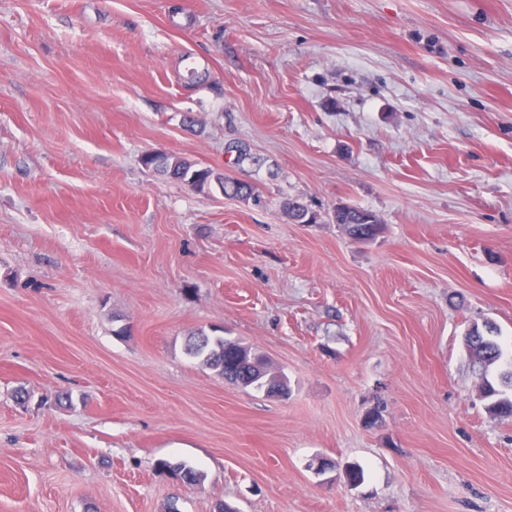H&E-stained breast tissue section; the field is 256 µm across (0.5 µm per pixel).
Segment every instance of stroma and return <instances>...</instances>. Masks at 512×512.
<instances>
[{
  "instance_id": "obj_1",
  "label": "stroma",
  "mask_w": 512,
  "mask_h": 512,
  "mask_svg": "<svg viewBox=\"0 0 512 512\" xmlns=\"http://www.w3.org/2000/svg\"><path fill=\"white\" fill-rule=\"evenodd\" d=\"M486 320L512 351V0H0V512H512ZM144 166L153 167L156 170L167 174L170 178L189 183H193L194 188L200 190L209 187L212 182L218 184L224 194H230L238 198L249 200L253 195V189L249 184L229 181L222 174L215 173L212 169L196 168L188 160L169 154H159L155 157L143 156ZM333 222L341 226L344 232L355 241L358 234H370L375 240L383 230V224L376 214L350 205L336 207L333 211ZM494 328L492 336H482L479 325H473L468 333L475 339L466 350L480 376L481 398L487 402V411L501 420L509 421L512 420V353L506 355L497 340L498 329L496 326ZM493 366L500 369L497 380L488 377L489 369ZM186 351L192 358L200 359L206 367L218 371L224 380L242 387L260 388L256 385V367L249 364L248 359L246 365L234 357L224 356V337L195 333L189 338ZM157 468L161 472H167L174 478H179L181 482L189 485L194 484L200 480V474L184 463L160 460L157 463Z\"/></svg>"
}]
</instances>
